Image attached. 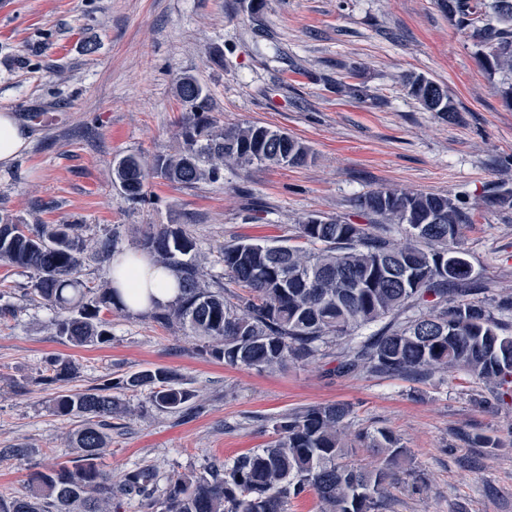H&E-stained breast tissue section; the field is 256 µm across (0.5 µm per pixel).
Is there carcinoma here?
I'll return each mask as SVG.
<instances>
[{
	"mask_svg": "<svg viewBox=\"0 0 512 512\" xmlns=\"http://www.w3.org/2000/svg\"><path fill=\"white\" fill-rule=\"evenodd\" d=\"M448 19L468 29L478 62L490 76L512 74V0H444ZM407 94L429 112H458L441 85L409 74ZM177 93L185 113L177 146L146 159L127 154L112 166L114 182L132 202L143 199L145 182L161 178L193 188L224 179V169L270 164L298 166L311 149L288 133L249 124L224 127L209 115L210 95L194 76ZM357 207L378 226L322 216L297 227L300 245L245 238L224 245V272L245 295L212 288L198 260L195 237L182 224H162L140 239L153 264L170 269L178 294L145 312L162 326L177 327L200 341L199 354L228 365L272 371L290 362L320 359L337 346L336 374L361 372L421 378L450 369L494 385L512 396V297L483 299L461 247L466 216L444 194L378 188L359 196ZM405 227L397 244L392 229ZM117 235L92 240L76 224H25L0 210V265L36 273L33 292L56 311L55 335L75 346L112 339L107 315L124 311L112 282L90 287L81 278L89 250L102 259L115 252ZM380 328L365 336L361 330ZM78 367L56 356L44 367L46 385L77 378ZM149 391L162 412L194 408L195 391L173 371L157 367L108 379L53 399L59 416L80 419L71 434L77 456L30 474L25 496H0V512H119L123 498L140 500L151 512H287L288 502L314 493L320 512H387L391 489L420 479L409 450L387 428L359 434L380 459L376 467L349 461L352 408L342 402L303 407L281 415L277 437L236 457L224 469L197 476L172 472L159 484L143 466L112 484L99 467L112 441V418L128 413L112 390ZM30 449L0 448V462L22 463Z\"/></svg>",
	"mask_w": 512,
	"mask_h": 512,
	"instance_id": "obj_1",
	"label": "carcinoma"
}]
</instances>
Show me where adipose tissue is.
Here are the masks:
<instances>
[{"label": "adipose tissue", "instance_id": "adipose-tissue-1", "mask_svg": "<svg viewBox=\"0 0 512 512\" xmlns=\"http://www.w3.org/2000/svg\"><path fill=\"white\" fill-rule=\"evenodd\" d=\"M112 285L133 312L167 304L177 294L172 272L153 265L146 256L134 250L113 256Z\"/></svg>", "mask_w": 512, "mask_h": 512}]
</instances>
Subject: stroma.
I'll return each mask as SVG.
<instances>
[{
	"label": "stroma",
	"mask_w": 512,
	"mask_h": 512,
	"mask_svg": "<svg viewBox=\"0 0 512 512\" xmlns=\"http://www.w3.org/2000/svg\"><path fill=\"white\" fill-rule=\"evenodd\" d=\"M476 51L439 0H263L256 10L250 0H0V113L29 138L0 168V208L28 224L82 225L89 238L118 232L122 251L148 225H185L224 287L228 242L294 237L310 214L367 223L355 201L380 186L445 193L471 218L462 248L475 283L512 296V208L483 202L494 186L512 189V109ZM409 73L446 87L456 117L408 96ZM186 74L207 87L218 123L284 130L312 160L228 169L191 189L151 178L146 202L128 201L112 162L171 151ZM346 84L364 96H347ZM34 279L0 266L16 308L0 321V448L31 450L24 463H0V495H26L30 473L74 456L77 422L53 413L57 390L164 367L196 390L195 408L166 413L147 391L120 393L131 412L113 418L101 459L113 478L137 466L199 475L274 439L281 414L343 402L350 434L390 429L425 483L394 491L388 512H512V397L461 373L339 377L331 355L275 372L230 366L198 355L182 331L120 312L110 343L75 347L54 335L55 311L31 299ZM54 355L79 364L78 377L43 384Z\"/></svg>",
	"instance_id": "obj_1"
}]
</instances>
